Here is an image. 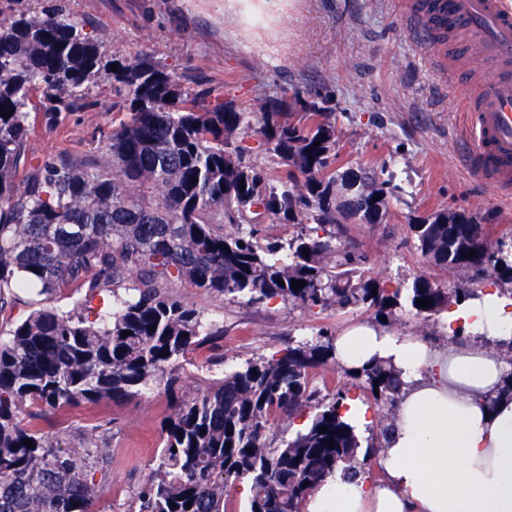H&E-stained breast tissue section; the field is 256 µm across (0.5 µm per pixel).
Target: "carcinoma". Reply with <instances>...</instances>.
Here are the masks:
<instances>
[{
  "label": "carcinoma",
  "instance_id": "carcinoma-1",
  "mask_svg": "<svg viewBox=\"0 0 512 512\" xmlns=\"http://www.w3.org/2000/svg\"><path fill=\"white\" fill-rule=\"evenodd\" d=\"M85 26L65 0L37 15L0 17V111H13L0 116V312L32 283L49 300L72 285L89 296L112 293L96 326L45 304L0 339V512H93L101 490L94 475L107 468L109 445L96 427L71 443L54 418L74 405L119 403L157 379L178 396L134 512H227L244 479L245 512H304L336 472L366 479L400 401L391 364L345 369L335 336L322 332L190 389L181 359L214 347L224 331L205 328L169 283L248 304L279 298L319 314L365 308L388 330L404 312L431 321L480 297L474 285L486 278L512 299V236L493 240L483 217L437 209L408 229L425 262L455 284L417 274L390 291L350 230L386 220L391 180L344 163L335 128L315 106L299 105L294 121L281 120L283 99L261 112L238 109L206 83L182 84L146 53L107 54ZM101 82L112 84V110L125 113L103 136L108 160L29 155L34 113L58 125L92 107L87 91ZM257 122L277 161L268 171L246 144ZM354 171L361 184L348 199L337 188ZM262 224L300 230L283 241ZM293 279L306 285L294 290ZM129 280V293L117 296ZM419 299L431 303L422 308ZM326 366L338 376L327 393L314 384ZM351 387L381 404L365 442L343 419ZM304 412L307 426L287 437L288 421Z\"/></svg>",
  "mask_w": 512,
  "mask_h": 512
}]
</instances>
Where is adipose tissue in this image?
<instances>
[{"label":"adipose tissue","instance_id":"obj_1","mask_svg":"<svg viewBox=\"0 0 512 512\" xmlns=\"http://www.w3.org/2000/svg\"><path fill=\"white\" fill-rule=\"evenodd\" d=\"M449 320L474 342L440 351L371 325L337 337L344 368L388 361L404 394L377 458L381 481L367 488L335 477L309 497L306 512H512V397L497 395L506 368L491 347L512 340V300H471ZM493 394L497 402L487 405Z\"/></svg>","mask_w":512,"mask_h":512}]
</instances>
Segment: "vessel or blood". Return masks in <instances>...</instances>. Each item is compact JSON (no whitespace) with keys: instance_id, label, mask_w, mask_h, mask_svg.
<instances>
[{"instance_id":"b4317fda","label":"vessel or blood","mask_w":512,"mask_h":512,"mask_svg":"<svg viewBox=\"0 0 512 512\" xmlns=\"http://www.w3.org/2000/svg\"><path fill=\"white\" fill-rule=\"evenodd\" d=\"M411 29L427 48L442 75L440 38L446 30H465L485 68L477 78L473 103L467 106L472 171L499 192H512V8L503 0H412Z\"/></svg>"}]
</instances>
